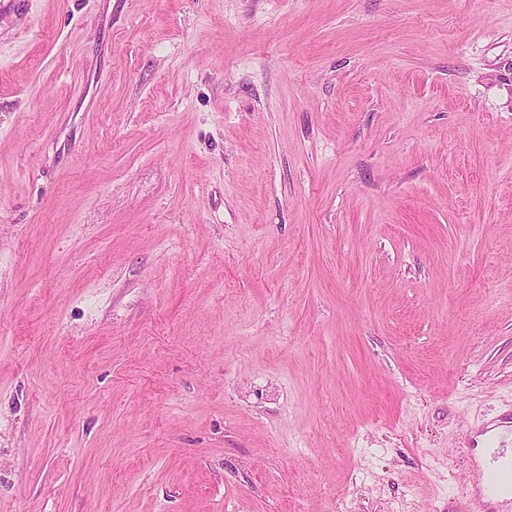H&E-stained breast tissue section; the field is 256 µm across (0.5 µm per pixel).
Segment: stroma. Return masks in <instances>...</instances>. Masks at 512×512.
Wrapping results in <instances>:
<instances>
[{
  "label": "stroma",
  "instance_id": "35a3bbf8",
  "mask_svg": "<svg viewBox=\"0 0 512 512\" xmlns=\"http://www.w3.org/2000/svg\"><path fill=\"white\" fill-rule=\"evenodd\" d=\"M512 0H0V512H512Z\"/></svg>",
  "mask_w": 512,
  "mask_h": 512
}]
</instances>
